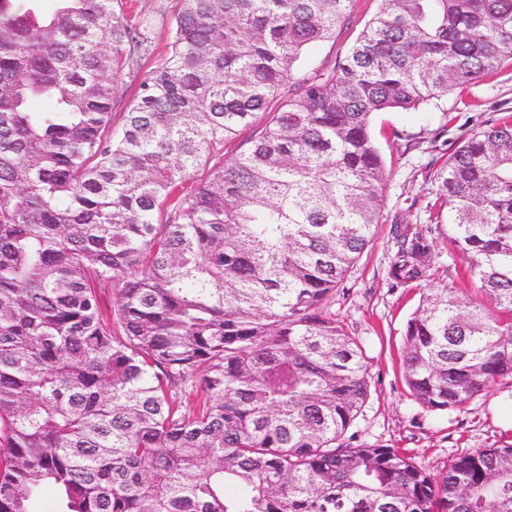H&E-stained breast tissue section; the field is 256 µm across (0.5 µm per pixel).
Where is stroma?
I'll return each instance as SVG.
<instances>
[{"instance_id":"35a3bbf8","label":"stroma","mask_w":512,"mask_h":512,"mask_svg":"<svg viewBox=\"0 0 512 512\" xmlns=\"http://www.w3.org/2000/svg\"><path fill=\"white\" fill-rule=\"evenodd\" d=\"M381 0H355L345 24L312 46L305 63L315 72L341 64ZM512 118V60L416 110L381 112L373 131L383 155L387 191L373 242L363 251L330 304L369 362L370 392L353 430L358 442L401 448L431 471L456 454L512 443V381L475 397L461 411L419 406L405 384L401 351L408 319L429 289L454 286L474 300L482 294L448 239V209L439 174L449 155L472 134ZM427 230L438 257L428 279L399 284L388 275L397 225Z\"/></svg>"}]
</instances>
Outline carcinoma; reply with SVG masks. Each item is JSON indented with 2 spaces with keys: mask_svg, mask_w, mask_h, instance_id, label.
<instances>
[{
  "mask_svg": "<svg viewBox=\"0 0 512 512\" xmlns=\"http://www.w3.org/2000/svg\"><path fill=\"white\" fill-rule=\"evenodd\" d=\"M31 2L0 0V512L47 489L58 512H512V444L436 474L353 444L369 366L329 311L386 196L373 116L512 59V0H383L326 73L302 54L354 0H177L119 128L113 76L141 68L155 20ZM439 179L491 307L425 296L404 378L461 411L512 379V119ZM436 257L406 224L389 274L424 280Z\"/></svg>",
  "mask_w": 512,
  "mask_h": 512,
  "instance_id": "obj_1",
  "label": "carcinoma"
}]
</instances>
